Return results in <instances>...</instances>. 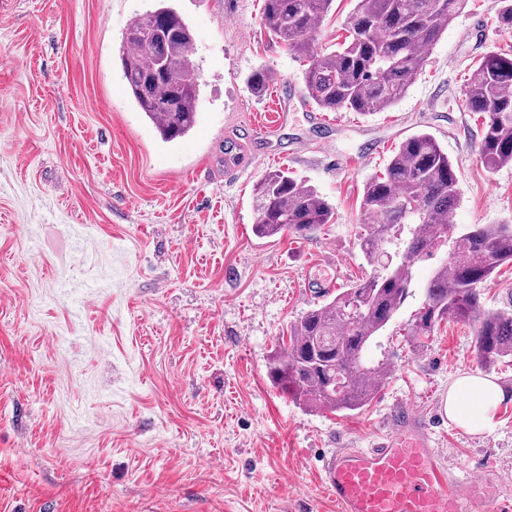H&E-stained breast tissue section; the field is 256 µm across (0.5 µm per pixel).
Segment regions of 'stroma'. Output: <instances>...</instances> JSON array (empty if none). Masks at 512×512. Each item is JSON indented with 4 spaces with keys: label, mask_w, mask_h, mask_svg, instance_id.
<instances>
[{
    "label": "stroma",
    "mask_w": 512,
    "mask_h": 512,
    "mask_svg": "<svg viewBox=\"0 0 512 512\" xmlns=\"http://www.w3.org/2000/svg\"><path fill=\"white\" fill-rule=\"evenodd\" d=\"M172 4L202 85L196 127L165 143L118 58L152 0H0V512H337L324 459L371 447L397 404L426 419L453 479L484 469L512 499V365L483 369L462 322L423 343L404 333L446 251L416 264L371 344L392 372L363 410L303 409L267 371L318 279L365 271L363 187L407 136L431 133L452 161L455 232L512 224V167L481 165L464 97L482 54L512 51L493 0H468L406 95L367 116L309 101L263 0ZM259 64L273 79L258 93ZM279 168L309 180L334 223L256 237L253 188ZM483 370L507 396L471 433L436 406L460 372Z\"/></svg>",
    "instance_id": "1"
}]
</instances>
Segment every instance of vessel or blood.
I'll use <instances>...</instances> for the list:
<instances>
[{
	"mask_svg": "<svg viewBox=\"0 0 512 512\" xmlns=\"http://www.w3.org/2000/svg\"><path fill=\"white\" fill-rule=\"evenodd\" d=\"M322 483L338 512H512L484 473L463 485L449 478L423 417L407 406L374 447L333 453Z\"/></svg>",
	"mask_w": 512,
	"mask_h": 512,
	"instance_id": "vessel-or-blood-1",
	"label": "vessel or blood"
}]
</instances>
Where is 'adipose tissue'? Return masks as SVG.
I'll use <instances>...</instances> for the list:
<instances>
[{"mask_svg":"<svg viewBox=\"0 0 512 512\" xmlns=\"http://www.w3.org/2000/svg\"><path fill=\"white\" fill-rule=\"evenodd\" d=\"M504 396L493 377L465 371L450 385L445 411L459 426L479 431L488 426L492 411Z\"/></svg>","mask_w":512,"mask_h":512,"instance_id":"obj_1","label":"adipose tissue"}]
</instances>
